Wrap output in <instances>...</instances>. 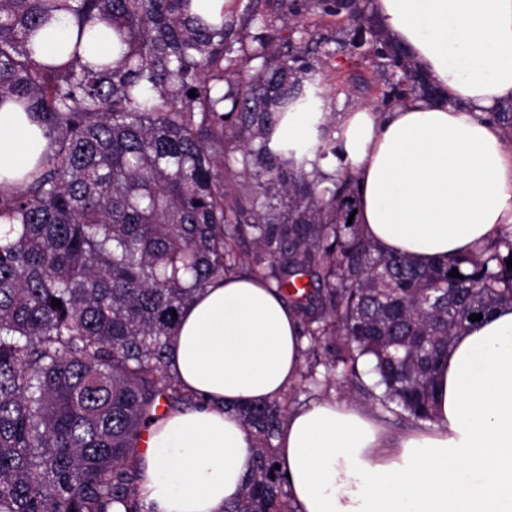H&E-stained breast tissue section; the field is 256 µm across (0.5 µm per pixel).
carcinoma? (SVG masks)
I'll return each mask as SVG.
<instances>
[{"label":"carcinoma","mask_w":512,"mask_h":512,"mask_svg":"<svg viewBox=\"0 0 512 512\" xmlns=\"http://www.w3.org/2000/svg\"><path fill=\"white\" fill-rule=\"evenodd\" d=\"M192 0H0V103L34 114L49 151L20 185L0 186V512H143L138 442L157 408L197 399L169 371L179 315L242 264L302 316L305 353L353 387L364 359L383 408L434 419L437 370L469 316L512 305V230L472 255L420 263L361 232L353 174L318 118L313 141L272 144L290 108L327 98L313 17H341L348 81L376 111L437 88L357 0H278L299 28L283 44L264 12L235 36L233 14ZM74 22L62 62L36 60V34ZM117 57L84 61L106 38ZM196 96L189 97V91ZM512 137V102L492 113ZM459 277L449 276L452 270ZM62 307L52 306V299ZM254 434L253 469L223 512H291L273 441L276 401L234 407Z\"/></svg>","instance_id":"carcinoma-1"}]
</instances>
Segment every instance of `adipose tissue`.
<instances>
[{
  "label": "adipose tissue",
  "instance_id": "adipose-tissue-1",
  "mask_svg": "<svg viewBox=\"0 0 512 512\" xmlns=\"http://www.w3.org/2000/svg\"><path fill=\"white\" fill-rule=\"evenodd\" d=\"M388 36L439 85L383 112H340L338 157L356 177L363 234L427 262L478 252L512 225V0H372ZM40 123L0 104V182L47 151ZM302 325L259 277L213 281L185 309L170 370L196 395L151 426L139 454L145 512H222L242 493L252 438L230 411L280 398L303 363ZM295 512H512V307L457 336L439 367L436 420L395 438L358 404L292 410L277 439Z\"/></svg>",
  "mask_w": 512,
  "mask_h": 512
}]
</instances>
